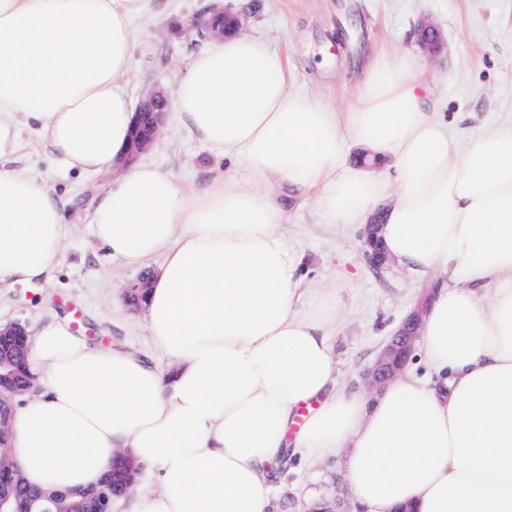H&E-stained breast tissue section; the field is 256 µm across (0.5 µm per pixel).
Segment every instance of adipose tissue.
<instances>
[{
	"mask_svg": "<svg viewBox=\"0 0 512 512\" xmlns=\"http://www.w3.org/2000/svg\"><path fill=\"white\" fill-rule=\"evenodd\" d=\"M143 0H0V281L48 274L64 237L54 192L11 168L35 125L71 168L123 158ZM288 62L237 33L193 53L179 124L229 167L188 187L152 166L115 179L90 222L113 258L163 255L141 304L172 367L94 346L53 319L29 332L36 381L11 418L25 481L96 487L115 454L143 466L125 512H277L288 453L343 460L352 512H512V126L458 143L422 69L381 51L344 109L290 89ZM394 149L393 176L346 167L347 144ZM330 223L382 214L410 272L447 266L420 328L431 378L376 393L339 384L331 315L302 289L272 181Z\"/></svg>",
	"mask_w": 512,
	"mask_h": 512,
	"instance_id": "adipose-tissue-1",
	"label": "adipose tissue"
}]
</instances>
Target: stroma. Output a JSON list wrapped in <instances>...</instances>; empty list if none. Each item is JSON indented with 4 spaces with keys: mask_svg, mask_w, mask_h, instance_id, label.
I'll use <instances>...</instances> for the list:
<instances>
[{
    "mask_svg": "<svg viewBox=\"0 0 512 512\" xmlns=\"http://www.w3.org/2000/svg\"><path fill=\"white\" fill-rule=\"evenodd\" d=\"M209 0H147L135 20L128 92L139 101L150 90H173L180 71L202 43L189 33L190 19ZM225 8L247 9L244 32L287 53L295 65L293 89L336 106L354 95L376 45L409 55L426 70L430 103L450 133L467 142L489 124L512 125V0H224ZM442 31L444 49L427 56L417 41L421 20ZM140 163L192 185L223 175L224 161L168 118ZM13 166L52 188L67 216V232L50 274L26 283L0 282V323L35 329L52 318H74L89 342L156 357L147 321L134 310H117L140 268L111 258L98 245L89 218L111 174L85 173L56 161L42 134L23 129ZM287 214L283 232L301 264L306 288L328 296L334 310V360L341 381L365 386V374L418 300L444 271H376L366 262L363 233L325 224L313 200L272 183ZM311 479L321 494L308 501L299 485ZM280 512H336L347 506L342 466L332 459L273 474Z\"/></svg>",
    "mask_w": 512,
    "mask_h": 512,
    "instance_id": "obj_1",
    "label": "stroma"
}]
</instances>
